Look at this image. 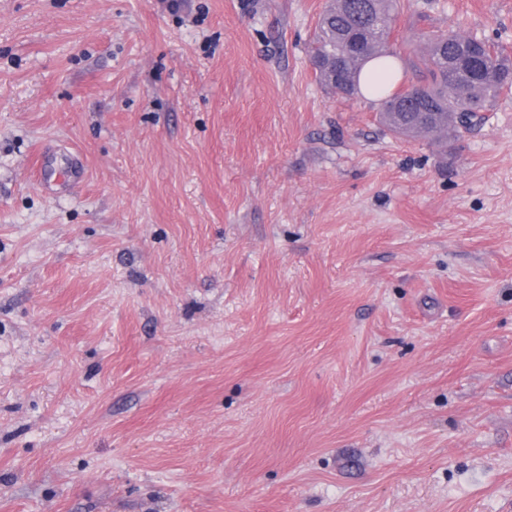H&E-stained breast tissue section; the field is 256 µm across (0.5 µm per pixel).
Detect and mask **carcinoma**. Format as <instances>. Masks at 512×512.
<instances>
[{
	"label": "carcinoma",
	"instance_id": "obj_1",
	"mask_svg": "<svg viewBox=\"0 0 512 512\" xmlns=\"http://www.w3.org/2000/svg\"><path fill=\"white\" fill-rule=\"evenodd\" d=\"M397 0H331L311 43L319 80L334 93H361L360 75L372 60L390 57ZM407 88L395 89L396 75L382 70L372 83L388 88L380 98L382 121L394 134L411 138L453 135L476 125L504 92L512 91V60L489 40L452 31L432 37L413 65Z\"/></svg>",
	"mask_w": 512,
	"mask_h": 512
}]
</instances>
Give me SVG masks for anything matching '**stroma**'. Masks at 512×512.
<instances>
[{"mask_svg":"<svg viewBox=\"0 0 512 512\" xmlns=\"http://www.w3.org/2000/svg\"><path fill=\"white\" fill-rule=\"evenodd\" d=\"M328 2L0 0V512H512V94L395 136Z\"/></svg>","mask_w":512,"mask_h":512,"instance_id":"35a3bbf8","label":"stroma"}]
</instances>
